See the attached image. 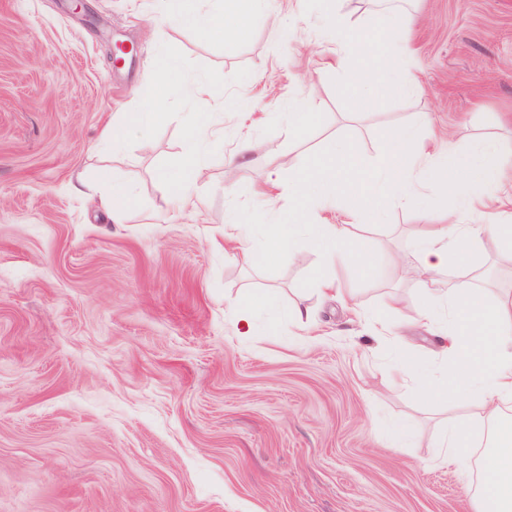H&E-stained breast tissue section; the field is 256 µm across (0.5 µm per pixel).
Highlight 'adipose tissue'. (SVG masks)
<instances>
[{"label":"adipose tissue","mask_w":512,"mask_h":512,"mask_svg":"<svg viewBox=\"0 0 512 512\" xmlns=\"http://www.w3.org/2000/svg\"><path fill=\"white\" fill-rule=\"evenodd\" d=\"M269 4L270 0H222L219 10L204 12L187 2L169 20L192 24L206 34L238 36ZM380 19L384 31L380 38L369 34L351 37L341 29L336 32L342 51L337 62L349 67L344 89L362 103L419 90L415 80L386 66L388 38L397 39L399 53L408 52L401 35L413 26L415 15L387 5ZM210 90V80L174 85L168 71H161L152 97L106 127L101 142L117 150L127 136L149 132L165 118L171 92L196 102ZM213 135L207 120L192 126L186 135V162L175 185L182 210L193 214L198 202L192 187L202 173V155ZM438 170L447 171L456 206L440 223L426 225L417 237V272L425 294L416 315L432 323L439 314H447L446 343L435 354L445 370L432 375L403 356L396 364L397 376L414 378L424 391L454 402L477 399L478 413L456 418L438 438V457L470 467L474 440L484 436L480 458L483 488L474 492L472 507L474 512H512V297L489 298L467 280L446 291L434 286L436 275L448 265L464 263L473 246L512 250V222L507 221L505 212L506 206L512 205V147L481 138L462 151L446 148L424 118L388 130L376 163L365 169L349 145L339 140L330 145L317 167L295 180L292 195L307 204L323 199L332 202L341 223L250 224L233 215L224 226V239L240 244V258L246 263L255 260L258 242L273 243L283 252L304 243L321 256L327 274L319 283V292L327 296L339 289L337 268L346 265L359 275L369 273L368 258L350 230L349 219L365 211H382L389 203L413 204L427 179Z\"/></svg>","instance_id":"obj_1"}]
</instances>
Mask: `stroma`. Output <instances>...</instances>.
<instances>
[{
  "instance_id": "35a3bbf8",
  "label": "stroma",
  "mask_w": 512,
  "mask_h": 512,
  "mask_svg": "<svg viewBox=\"0 0 512 512\" xmlns=\"http://www.w3.org/2000/svg\"><path fill=\"white\" fill-rule=\"evenodd\" d=\"M172 0H0V512H471L476 477L435 463L440 400L399 385L396 354L429 366L435 327L378 338L395 294L423 288L412 244L449 207L394 206L354 226L376 271L337 270L352 304L314 290L304 249L244 266L219 243L231 213L284 224L287 197L255 195L312 167L332 138L373 163L387 128L428 117L465 149L512 143V0H418L411 55L392 57L421 90L354 116L340 87L325 0H275L241 38L169 24ZM130 46L122 63L110 56ZM174 81H213L204 100L168 99L171 117L116 152L104 127ZM308 92L320 113L287 114ZM224 138L209 151L191 220L168 208L198 114ZM249 161L228 157L240 144ZM133 191L113 223L99 197ZM490 296L512 292V253L479 249ZM312 306L301 338L288 321ZM251 307L252 336L238 334Z\"/></svg>"
}]
</instances>
